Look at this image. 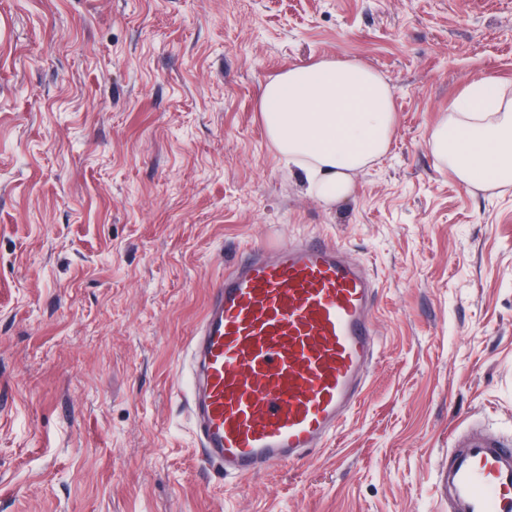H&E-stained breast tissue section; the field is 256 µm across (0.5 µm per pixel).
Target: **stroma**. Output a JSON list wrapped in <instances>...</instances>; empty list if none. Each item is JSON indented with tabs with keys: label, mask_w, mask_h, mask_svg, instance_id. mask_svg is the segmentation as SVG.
<instances>
[{
	"label": "stroma",
	"mask_w": 512,
	"mask_h": 512,
	"mask_svg": "<svg viewBox=\"0 0 512 512\" xmlns=\"http://www.w3.org/2000/svg\"><path fill=\"white\" fill-rule=\"evenodd\" d=\"M391 85L388 154L324 206L260 122L322 58ZM512 85V0H0V512H446L468 428L512 435V187L425 147ZM327 236L379 288L364 397L325 448L204 463L182 371L244 246Z\"/></svg>",
	"instance_id": "1"
}]
</instances>
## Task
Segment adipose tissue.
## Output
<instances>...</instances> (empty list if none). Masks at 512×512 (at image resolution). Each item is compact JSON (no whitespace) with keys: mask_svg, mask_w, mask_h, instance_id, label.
Wrapping results in <instances>:
<instances>
[{"mask_svg":"<svg viewBox=\"0 0 512 512\" xmlns=\"http://www.w3.org/2000/svg\"><path fill=\"white\" fill-rule=\"evenodd\" d=\"M260 112L271 147L303 172L309 195L326 206L349 196L355 174L389 151L397 123L389 82L364 64L337 58L267 81ZM426 145L466 185L512 186V87L468 83L429 128Z\"/></svg>","mask_w":512,"mask_h":512,"instance_id":"adipose-tissue-1","label":"adipose tissue"}]
</instances>
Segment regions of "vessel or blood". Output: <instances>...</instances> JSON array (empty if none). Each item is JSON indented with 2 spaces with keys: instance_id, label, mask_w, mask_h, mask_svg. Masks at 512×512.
Returning a JSON list of instances; mask_svg holds the SVG:
<instances>
[{
  "instance_id": "b4317fda",
  "label": "vessel or blood",
  "mask_w": 512,
  "mask_h": 512,
  "mask_svg": "<svg viewBox=\"0 0 512 512\" xmlns=\"http://www.w3.org/2000/svg\"><path fill=\"white\" fill-rule=\"evenodd\" d=\"M376 295L332 239L243 251L211 289L185 363L203 459L243 480L325 447L365 394ZM435 477L448 512H512V437L471 436Z\"/></svg>"
}]
</instances>
